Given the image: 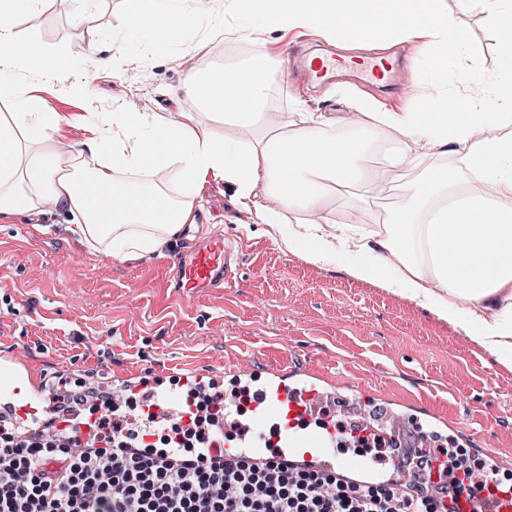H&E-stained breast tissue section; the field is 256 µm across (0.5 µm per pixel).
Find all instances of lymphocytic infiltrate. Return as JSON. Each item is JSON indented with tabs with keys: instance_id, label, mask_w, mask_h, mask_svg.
<instances>
[{
	"instance_id": "1",
	"label": "lymphocytic infiltrate",
	"mask_w": 512,
	"mask_h": 512,
	"mask_svg": "<svg viewBox=\"0 0 512 512\" xmlns=\"http://www.w3.org/2000/svg\"><path fill=\"white\" fill-rule=\"evenodd\" d=\"M94 418L27 440L0 427V512H458L475 469L463 455L429 457L406 482L355 484L339 475L242 453L212 457L207 425L224 404L191 389L179 419L150 451L154 434L125 435L116 404H94Z\"/></svg>"
}]
</instances>
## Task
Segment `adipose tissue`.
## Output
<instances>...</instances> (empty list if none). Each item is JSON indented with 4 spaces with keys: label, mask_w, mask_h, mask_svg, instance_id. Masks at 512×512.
<instances>
[{
    "label": "adipose tissue",
    "mask_w": 512,
    "mask_h": 512,
    "mask_svg": "<svg viewBox=\"0 0 512 512\" xmlns=\"http://www.w3.org/2000/svg\"><path fill=\"white\" fill-rule=\"evenodd\" d=\"M479 9L497 36L502 60L512 66V0H457ZM47 0H0V223L24 217L40 223L58 215L91 250L115 256L147 255L185 225L196 222L195 190L207 181L231 184L242 205L264 196L260 223L304 260L321 263L346 255L349 274L378 280L437 318L462 326L496 363L512 369V132L488 135L512 111V95L470 71L449 72L460 45L446 0H259L241 36L313 32L326 40L346 36L413 44L443 75L446 90L431 112L395 111L362 101L350 128L326 127L320 114L294 112L272 127L270 92L282 82L257 45L233 75H189L186 96L196 111L170 122L155 112H87L81 148L60 152L67 116L50 111L30 82L37 76L83 95L88 78H76L67 50L21 44L20 19L42 11ZM131 30L141 17L164 32L195 17L199 48L221 42L225 16L239 14L237 0H217L194 14L191 0H127ZM422 149L452 154L453 164L422 176L423 154L389 150L384 166L405 173L400 202L372 232L334 217L335 203L350 194L360 204L375 199L383 168L366 155L384 133Z\"/></svg>",
    "instance_id": "1"
}]
</instances>
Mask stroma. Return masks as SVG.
<instances>
[{"label":"stroma","mask_w":512,"mask_h":512,"mask_svg":"<svg viewBox=\"0 0 512 512\" xmlns=\"http://www.w3.org/2000/svg\"><path fill=\"white\" fill-rule=\"evenodd\" d=\"M68 0L23 19L24 38L75 51L73 68L89 72L86 96L42 95L55 111L158 112L177 120L194 109L182 87L193 71L224 66L229 45L211 55L192 49L193 25L154 38L128 34L125 0H100L92 23H74ZM463 42L449 70L472 69L490 78L511 74L481 13L446 0ZM96 43L94 60L80 47ZM284 41L271 60L285 88L281 112H318L331 127H347L371 92L353 86L306 87L291 68ZM409 68L402 97L379 95L430 111L441 84L409 44L397 45ZM197 237L221 235L239 250L233 287L183 299L173 294L166 255L124 258L90 250L61 219L36 230L26 219L0 224V355L20 353L29 386L63 382L70 393L95 398L98 387L140 379L158 389H179L175 376L156 378L162 363L185 365L223 394V368L280 369L309 379L325 394L341 393L366 412L405 421L437 447L454 448L480 463H495L496 477L512 484V370L500 367L460 326L440 320L380 284L350 276L344 259L319 264L287 249L276 232L244 207L232 186L208 182L196 192Z\"/></svg>","instance_id":"1"}]
</instances>
